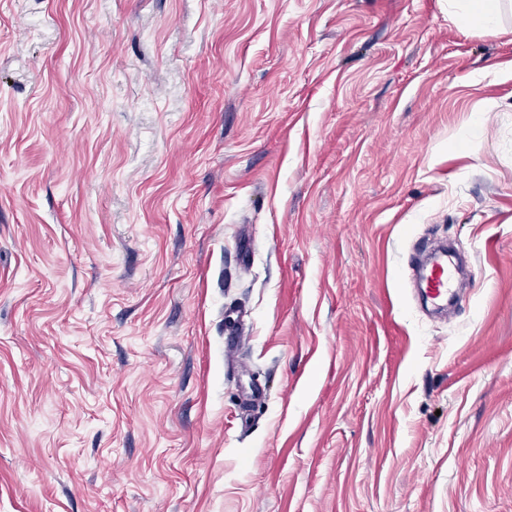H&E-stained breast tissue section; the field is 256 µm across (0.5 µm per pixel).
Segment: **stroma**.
Listing matches in <instances>:
<instances>
[{
	"label": "stroma",
	"mask_w": 512,
	"mask_h": 512,
	"mask_svg": "<svg viewBox=\"0 0 512 512\" xmlns=\"http://www.w3.org/2000/svg\"><path fill=\"white\" fill-rule=\"evenodd\" d=\"M0 512H512V0H0ZM500 0H448L450 13L485 31H496L501 21ZM453 275L448 270V263H435L422 276L421 294H426L432 301L441 300L448 296L453 287Z\"/></svg>",
	"instance_id": "1"
}]
</instances>
